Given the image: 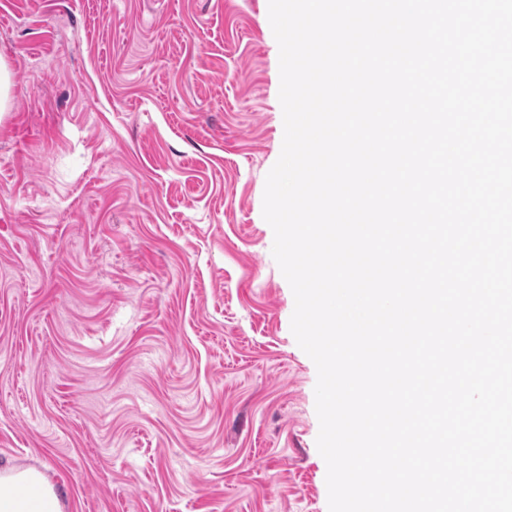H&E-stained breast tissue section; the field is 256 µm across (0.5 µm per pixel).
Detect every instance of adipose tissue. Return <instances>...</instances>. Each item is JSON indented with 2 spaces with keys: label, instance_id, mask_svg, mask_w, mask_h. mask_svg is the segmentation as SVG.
Returning a JSON list of instances; mask_svg holds the SVG:
<instances>
[{
  "label": "adipose tissue",
  "instance_id": "adipose-tissue-1",
  "mask_svg": "<svg viewBox=\"0 0 512 512\" xmlns=\"http://www.w3.org/2000/svg\"><path fill=\"white\" fill-rule=\"evenodd\" d=\"M0 512H62L46 478L33 469L0 471Z\"/></svg>",
  "mask_w": 512,
  "mask_h": 512
}]
</instances>
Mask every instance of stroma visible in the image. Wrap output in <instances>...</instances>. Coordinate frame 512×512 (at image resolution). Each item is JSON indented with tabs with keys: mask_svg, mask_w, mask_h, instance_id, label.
Returning a JSON list of instances; mask_svg holds the SVG:
<instances>
[{
	"mask_svg": "<svg viewBox=\"0 0 512 512\" xmlns=\"http://www.w3.org/2000/svg\"><path fill=\"white\" fill-rule=\"evenodd\" d=\"M0 62V470L63 512H328L268 0H0Z\"/></svg>",
	"mask_w": 512,
	"mask_h": 512,
	"instance_id": "stroma-1",
	"label": "stroma"
}]
</instances>
